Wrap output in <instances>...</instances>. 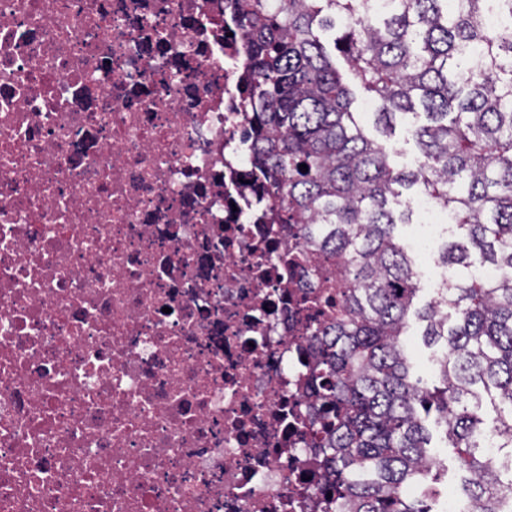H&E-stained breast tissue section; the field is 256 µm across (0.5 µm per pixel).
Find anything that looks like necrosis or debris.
<instances>
[{
  "label": "necrosis or debris",
  "instance_id": "1",
  "mask_svg": "<svg viewBox=\"0 0 512 512\" xmlns=\"http://www.w3.org/2000/svg\"><path fill=\"white\" fill-rule=\"evenodd\" d=\"M250 79L227 0H0V512H320Z\"/></svg>",
  "mask_w": 512,
  "mask_h": 512
}]
</instances>
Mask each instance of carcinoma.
<instances>
[{
    "label": "carcinoma",
    "mask_w": 512,
    "mask_h": 512,
    "mask_svg": "<svg viewBox=\"0 0 512 512\" xmlns=\"http://www.w3.org/2000/svg\"><path fill=\"white\" fill-rule=\"evenodd\" d=\"M230 2L254 73V167L302 249L340 278L336 319L308 336L323 512H431L437 477L419 406L440 414L470 474L459 492L474 512H501L512 459L482 451L485 430L464 399L478 382L498 390L509 412L493 431L512 448V0H387L381 11L372 0ZM338 25L339 39L324 40ZM333 49L383 130L399 113L423 111L415 171L392 169L366 135ZM419 180L463 231L443 263L502 271L493 283L471 276L437 289L426 336L445 338L447 350L432 391L409 377L402 336L417 286L395 234L409 214L389 207L395 185Z\"/></svg>",
    "instance_id": "obj_1"
}]
</instances>
